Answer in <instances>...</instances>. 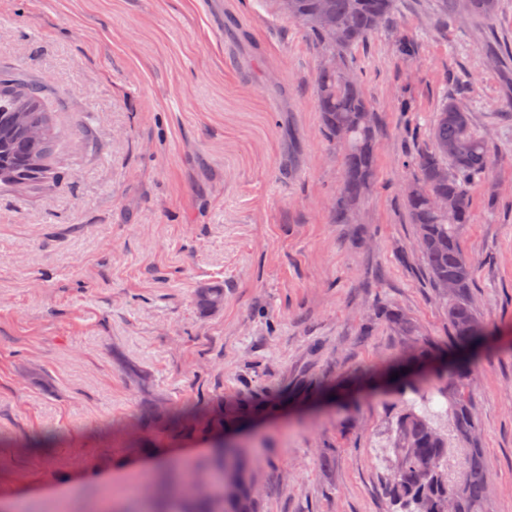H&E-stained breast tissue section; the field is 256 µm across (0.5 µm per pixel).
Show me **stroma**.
Listing matches in <instances>:
<instances>
[{
	"instance_id": "stroma-1",
	"label": "stroma",
	"mask_w": 512,
	"mask_h": 512,
	"mask_svg": "<svg viewBox=\"0 0 512 512\" xmlns=\"http://www.w3.org/2000/svg\"><path fill=\"white\" fill-rule=\"evenodd\" d=\"M221 2L237 29L201 0H0V68L48 83L59 132L49 179L0 189V501L138 512L118 467L151 469L158 491L176 474L210 487L231 438L262 512H385L390 426L414 394L324 392L400 353L382 308L448 338L401 186L412 127L461 88L494 157L458 230L489 334L472 392L487 510L512 512V0L442 27L437 0H396L353 50L379 129L351 224L333 218L343 166L316 41L275 0ZM204 283L223 308L197 307ZM269 404L235 433L212 426Z\"/></svg>"
}]
</instances>
